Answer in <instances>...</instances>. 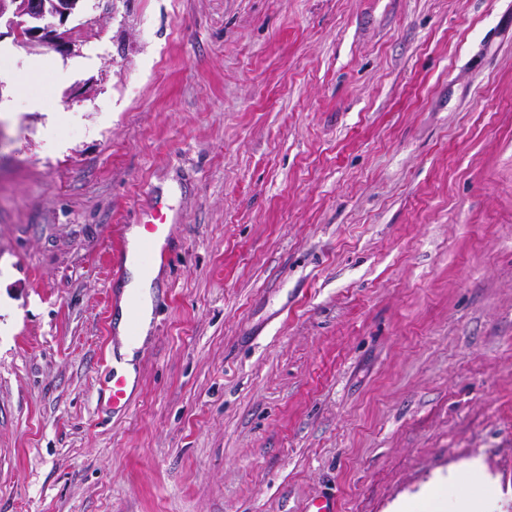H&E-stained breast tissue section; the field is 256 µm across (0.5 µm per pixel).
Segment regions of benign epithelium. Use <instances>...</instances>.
I'll return each instance as SVG.
<instances>
[{"label": "benign epithelium", "mask_w": 512, "mask_h": 512, "mask_svg": "<svg viewBox=\"0 0 512 512\" xmlns=\"http://www.w3.org/2000/svg\"><path fill=\"white\" fill-rule=\"evenodd\" d=\"M80 0H0V20L8 34L27 46L50 47L62 55L75 51L77 40L68 26Z\"/></svg>", "instance_id": "7a95c632"}]
</instances>
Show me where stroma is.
Here are the masks:
<instances>
[{
    "instance_id": "1",
    "label": "stroma",
    "mask_w": 512,
    "mask_h": 512,
    "mask_svg": "<svg viewBox=\"0 0 512 512\" xmlns=\"http://www.w3.org/2000/svg\"><path fill=\"white\" fill-rule=\"evenodd\" d=\"M0 120V512H512V0H81ZM167 216L129 409L112 245ZM110 376L109 384L106 387L108 403L112 406V411L125 410L130 401L128 378L113 366H110Z\"/></svg>"
}]
</instances>
